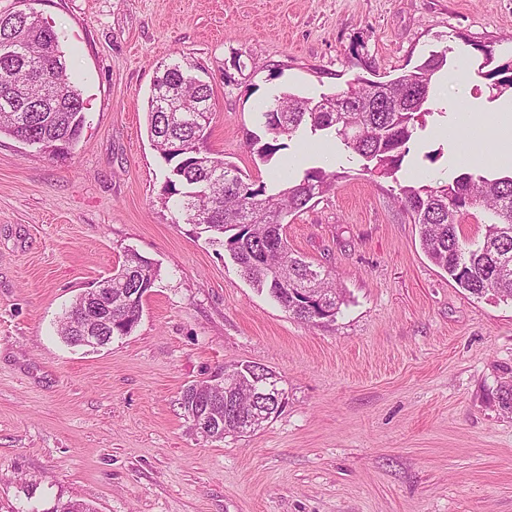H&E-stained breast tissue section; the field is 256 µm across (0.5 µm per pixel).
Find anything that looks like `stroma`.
I'll return each mask as SVG.
<instances>
[{
  "label": "stroma",
  "mask_w": 512,
  "mask_h": 512,
  "mask_svg": "<svg viewBox=\"0 0 512 512\" xmlns=\"http://www.w3.org/2000/svg\"><path fill=\"white\" fill-rule=\"evenodd\" d=\"M85 102L52 156L0 136V512H512V303L459 288L423 253L398 184L445 182L479 142L426 116L395 177L324 141L250 152L261 103L320 99L360 78L465 59L475 112L494 109L477 44L512 59V0H36ZM212 91L208 151L275 183L282 162L337 180L285 220L290 247L346 292L335 321L305 323L257 292L204 227L173 223L166 165L146 133L159 67ZM135 250L159 269L135 330L97 351L58 321ZM273 370L288 406L212 441L180 406L225 365Z\"/></svg>",
  "instance_id": "stroma-1"
}]
</instances>
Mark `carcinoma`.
I'll list each match as a JSON object with an SVG mask.
<instances>
[{"label":"carcinoma","instance_id":"1","mask_svg":"<svg viewBox=\"0 0 512 512\" xmlns=\"http://www.w3.org/2000/svg\"><path fill=\"white\" fill-rule=\"evenodd\" d=\"M448 67L444 51L431 52L415 70L389 81L360 79L354 86L315 101L290 92L273 97L258 113L263 135L248 146L268 162L286 141L306 134L332 137L343 149L373 163L374 172L393 175L409 152L408 143L424 117L434 113L433 80ZM491 89L512 90V60L483 73ZM212 92L178 64L156 76L147 100V133L166 164L161 196L187 224H205L217 236L243 275L294 318L333 322L346 304L343 289L330 273L288 248L286 217L329 191L336 174L320 168L300 180L281 178L278 188L248 181L234 165L204 149L213 104ZM342 111L327 112V103ZM81 93L70 81L66 60L52 26L36 15L0 14V135L26 139L53 154L61 140L72 146L84 127ZM398 202L420 226L427 256L463 290L512 301V175L490 179L466 171L445 184L404 185ZM481 210L483 232L462 233L461 220ZM157 271L131 252L112 275V335L127 336L139 322L144 296ZM264 368L245 363L238 372L240 404L224 393V423L212 440L244 434L265 421L268 398L249 391L252 376ZM207 383L183 391L181 404L192 415Z\"/></svg>","mask_w":512,"mask_h":512}]
</instances>
